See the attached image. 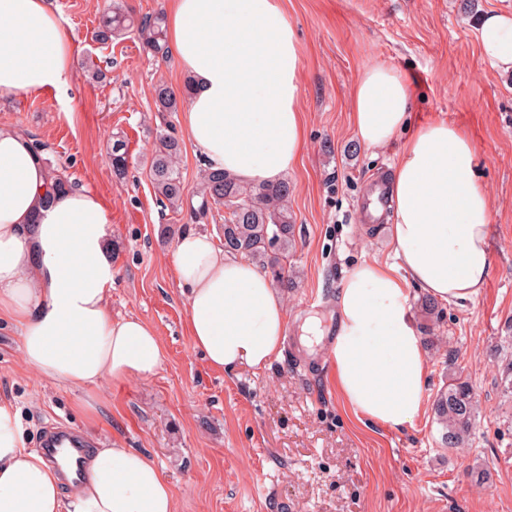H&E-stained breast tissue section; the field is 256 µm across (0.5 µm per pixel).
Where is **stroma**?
Masks as SVG:
<instances>
[{"label":"stroma","instance_id":"1","mask_svg":"<svg viewBox=\"0 0 512 512\" xmlns=\"http://www.w3.org/2000/svg\"><path fill=\"white\" fill-rule=\"evenodd\" d=\"M111 0H52L77 69L57 90L0 102V123L50 145L75 186L96 193L116 245L113 316L134 315L156 330L165 360L156 375L74 388L38 379L21 359V338L0 325V398L17 413L24 444L62 423L102 443L152 458L171 484L177 512H512V397L502 374L512 361V70L486 60L482 15H512V0H282L298 43L299 109L305 146L286 178L292 188L298 287L285 291L288 340L269 370L234 376L208 367L191 348L186 305L170 258L177 236L195 228L222 240L223 214L192 224L188 212L157 201L148 177L157 132L182 142L187 186L205 170L181 112H157L155 88L178 91L188 76L173 56L154 57L137 39H92ZM403 73L414 123L442 119L463 128L479 155L491 204V268L474 301L443 307L433 322L424 294L409 311L427 358V397L453 374L472 384L479 413L468 448L440 447L433 408L413 424L360 422L341 402L324 347L299 340L304 318L336 317L346 273L366 261L392 262L389 228L366 226L359 206L372 179L391 171L397 145L369 149L352 125L351 96L366 67ZM129 149L126 178L109 162L115 139ZM482 471L484 482L472 474Z\"/></svg>","mask_w":512,"mask_h":512}]
</instances>
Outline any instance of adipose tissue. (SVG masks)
<instances>
[{
    "label": "adipose tissue",
    "instance_id": "ef3b65f1",
    "mask_svg": "<svg viewBox=\"0 0 512 512\" xmlns=\"http://www.w3.org/2000/svg\"><path fill=\"white\" fill-rule=\"evenodd\" d=\"M169 51L192 79L182 116L212 170L275 184L303 145L299 54L281 0H170ZM482 55L512 70V16L486 14ZM76 69L67 30L49 0H0V100L62 88ZM406 77L367 67L355 84L352 123L360 142L401 140L389 179L394 263L353 267L336 293V334L324 340L307 317L301 341L327 345L336 390L360 420L399 428L426 407L427 360L408 299L418 287L448 303L472 301L491 266L490 201L478 151L459 126L410 125ZM185 297L192 348L216 371L260 372L282 357L288 315L264 272L189 231L171 248ZM112 237L101 199L83 188L49 189L29 139L0 125V321L22 338L27 368L74 387L148 378L163 364L154 327L113 318ZM70 493L58 465L23 448L16 413L0 399V512H177L161 469L142 453L91 449Z\"/></svg>",
    "mask_w": 512,
    "mask_h": 512
}]
</instances>
